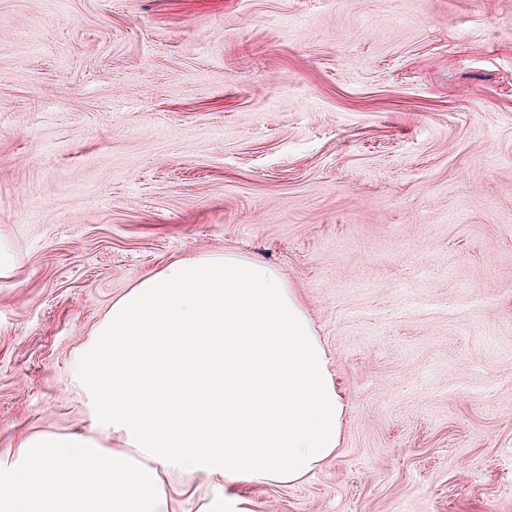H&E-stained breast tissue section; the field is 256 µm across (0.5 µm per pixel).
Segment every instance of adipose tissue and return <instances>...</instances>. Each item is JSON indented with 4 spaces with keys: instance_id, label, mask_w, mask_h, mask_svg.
I'll list each match as a JSON object with an SVG mask.
<instances>
[{
    "instance_id": "ef3b65f1",
    "label": "adipose tissue",
    "mask_w": 512,
    "mask_h": 512,
    "mask_svg": "<svg viewBox=\"0 0 512 512\" xmlns=\"http://www.w3.org/2000/svg\"><path fill=\"white\" fill-rule=\"evenodd\" d=\"M82 363L124 449L18 434L0 449V512H164L170 467L228 485L295 481L335 456L348 416L295 290L233 254L143 276Z\"/></svg>"
}]
</instances>
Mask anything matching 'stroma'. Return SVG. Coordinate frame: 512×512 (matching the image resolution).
Masks as SVG:
<instances>
[{"mask_svg": "<svg viewBox=\"0 0 512 512\" xmlns=\"http://www.w3.org/2000/svg\"><path fill=\"white\" fill-rule=\"evenodd\" d=\"M0 448L188 256L277 268L349 413L304 479L166 512H512V0H0Z\"/></svg>", "mask_w": 512, "mask_h": 512, "instance_id": "1", "label": "stroma"}]
</instances>
